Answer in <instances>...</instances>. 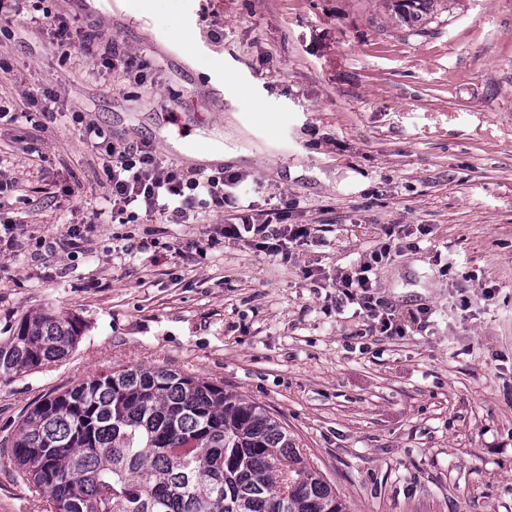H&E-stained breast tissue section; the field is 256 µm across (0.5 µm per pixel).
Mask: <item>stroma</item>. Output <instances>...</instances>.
<instances>
[{
  "label": "stroma",
  "instance_id": "obj_1",
  "mask_svg": "<svg viewBox=\"0 0 512 512\" xmlns=\"http://www.w3.org/2000/svg\"><path fill=\"white\" fill-rule=\"evenodd\" d=\"M40 6L39 23L0 15V103L48 91L59 114L0 123V216L17 223L0 336L47 306L85 329L59 365L0 382V439L61 388L168 368L274 414L350 512H512V0H435L410 25L390 0ZM73 14L141 55L144 78L93 81L63 59L49 22ZM87 121L183 171L244 174L257 208L296 199L317 230L274 257L225 240L222 212L93 224L107 188ZM215 136L228 160L182 154ZM385 243L373 296L398 336L305 277ZM46 507L0 454V512Z\"/></svg>",
  "mask_w": 512,
  "mask_h": 512
}]
</instances>
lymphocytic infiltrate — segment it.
Here are the masks:
<instances>
[{"instance_id": "1", "label": "lymphocytic infiltrate", "mask_w": 512, "mask_h": 512, "mask_svg": "<svg viewBox=\"0 0 512 512\" xmlns=\"http://www.w3.org/2000/svg\"><path fill=\"white\" fill-rule=\"evenodd\" d=\"M50 35L53 45L64 56L92 60L125 76H141L145 67L139 55L119 46L101 48L79 20L52 23ZM84 136L98 142L102 172L111 190L112 220L121 222L142 210L162 214L171 224H185L198 209L221 211L228 207L237 214L238 221L224 226L225 239L259 248L272 256L282 253L287 243L311 234V225L288 221L299 208L297 200L284 198L276 208L258 212L246 194L241 193L243 179L239 175L182 172L164 165L150 143L132 145L106 139L90 122L84 127ZM389 253V247H382L372 252L369 260L337 274V307L355 304L368 314H375L371 274L374 264Z\"/></svg>"}]
</instances>
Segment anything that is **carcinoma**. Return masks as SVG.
<instances>
[{
	"instance_id": "obj_1",
	"label": "carcinoma",
	"mask_w": 512,
	"mask_h": 512,
	"mask_svg": "<svg viewBox=\"0 0 512 512\" xmlns=\"http://www.w3.org/2000/svg\"><path fill=\"white\" fill-rule=\"evenodd\" d=\"M432 0H392L405 23ZM79 317L46 308L0 343V380L67 357ZM51 512H348L282 422L224 385L173 369L122 368L56 392L0 441Z\"/></svg>"
}]
</instances>
